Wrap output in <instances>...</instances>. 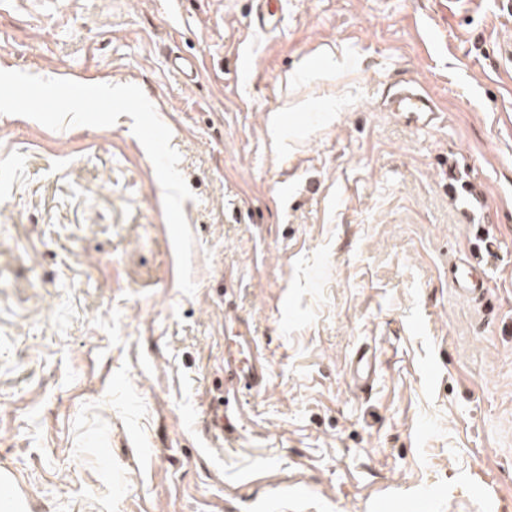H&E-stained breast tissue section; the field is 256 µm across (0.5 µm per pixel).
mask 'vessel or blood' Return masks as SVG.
I'll list each match as a JSON object with an SVG mask.
<instances>
[{
    "label": "vessel or blood",
    "mask_w": 512,
    "mask_h": 512,
    "mask_svg": "<svg viewBox=\"0 0 512 512\" xmlns=\"http://www.w3.org/2000/svg\"><path fill=\"white\" fill-rule=\"evenodd\" d=\"M386 106L407 123L426 126L438 117V107L430 92L422 85L401 81L391 85L385 96ZM475 266L460 262L449 266L448 279L463 297L483 302L487 293L483 280L474 277ZM224 370L229 382L226 393L238 390L258 391L267 383L268 361L259 350L253 337L236 332L224 349ZM378 370L376 359L365 353H356L352 363V378L355 383L366 386L373 382Z\"/></svg>",
    "instance_id": "obj_1"
}]
</instances>
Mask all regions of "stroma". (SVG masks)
Returning <instances> with one entry per match:
<instances>
[{
    "instance_id": "stroma-1",
    "label": "stroma",
    "mask_w": 512,
    "mask_h": 512,
    "mask_svg": "<svg viewBox=\"0 0 512 512\" xmlns=\"http://www.w3.org/2000/svg\"><path fill=\"white\" fill-rule=\"evenodd\" d=\"M269 7L0 9V68L139 84L193 193L196 284L130 116L0 115V512H512V0ZM409 78L435 125L383 107ZM464 260L484 303L448 280ZM233 327L269 379L223 431ZM378 370L376 355L371 358L366 353H360L358 350L355 360L352 362V379L355 383L368 386L374 381Z\"/></svg>"
}]
</instances>
